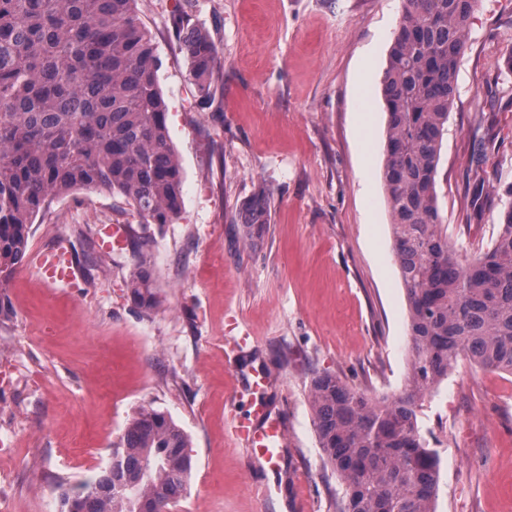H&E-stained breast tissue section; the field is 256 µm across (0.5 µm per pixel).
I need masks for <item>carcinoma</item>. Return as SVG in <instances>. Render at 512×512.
<instances>
[{
	"label": "carcinoma",
	"instance_id": "cac0c4a2",
	"mask_svg": "<svg viewBox=\"0 0 512 512\" xmlns=\"http://www.w3.org/2000/svg\"><path fill=\"white\" fill-rule=\"evenodd\" d=\"M475 0H404L383 75L384 188L392 250L408 310L403 389L380 400L323 374L309 387L327 466L343 483L341 512H435L440 459L420 432L434 389L467 360L512 374V203L492 246L471 258L449 242L438 168ZM184 50L200 103L216 98L218 52L187 32ZM152 36L137 0H0V282L23 262L49 202L76 189L118 193L141 224H171L183 208ZM272 199L244 217L259 237ZM131 303L163 305L146 238L126 229ZM188 435L166 412L130 419L111 463L60 512H167L193 470Z\"/></svg>",
	"mask_w": 512,
	"mask_h": 512
}]
</instances>
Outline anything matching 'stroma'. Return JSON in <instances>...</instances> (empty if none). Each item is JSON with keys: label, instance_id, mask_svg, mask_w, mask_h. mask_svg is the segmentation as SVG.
Returning <instances> with one entry per match:
<instances>
[{"label": "stroma", "instance_id": "obj_1", "mask_svg": "<svg viewBox=\"0 0 512 512\" xmlns=\"http://www.w3.org/2000/svg\"><path fill=\"white\" fill-rule=\"evenodd\" d=\"M403 0H139L183 170L177 220L147 229L164 299L128 300L129 247L102 226H138L117 193L80 189L33 226L30 259L0 283V512H58L59 482L93 477L131 417L152 407L189 437L194 468L173 512H340L308 401L314 375L370 397L398 393L407 310L382 183L381 80ZM209 33L221 60L200 106L173 24ZM512 0H477L439 166L450 242L489 248L512 197ZM483 145L479 183L470 157ZM272 198L245 246L240 218ZM71 247L75 278L51 283L34 254ZM262 367L288 429L279 467L248 463L232 430L255 395L234 372ZM421 431L440 457L437 512H512V375L459 361Z\"/></svg>", "mask_w": 512, "mask_h": 512}]
</instances>
